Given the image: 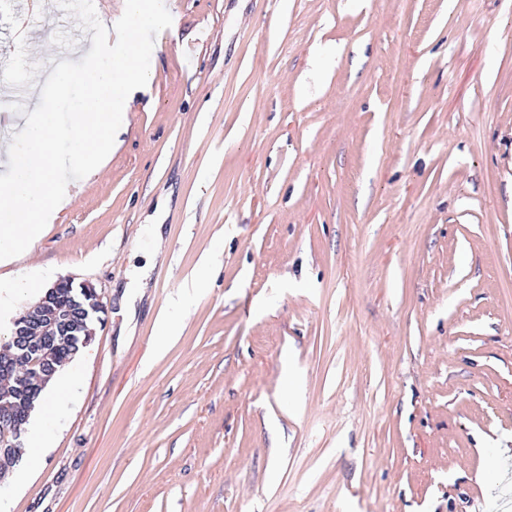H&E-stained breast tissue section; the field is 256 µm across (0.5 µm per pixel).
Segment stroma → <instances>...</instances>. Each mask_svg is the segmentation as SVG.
<instances>
[{
  "instance_id": "obj_1",
  "label": "stroma",
  "mask_w": 512,
  "mask_h": 512,
  "mask_svg": "<svg viewBox=\"0 0 512 512\" xmlns=\"http://www.w3.org/2000/svg\"><path fill=\"white\" fill-rule=\"evenodd\" d=\"M22 3L31 111L78 23ZM165 5L109 162L0 266V338L35 277L106 304L10 512H512V0Z\"/></svg>"
}]
</instances>
